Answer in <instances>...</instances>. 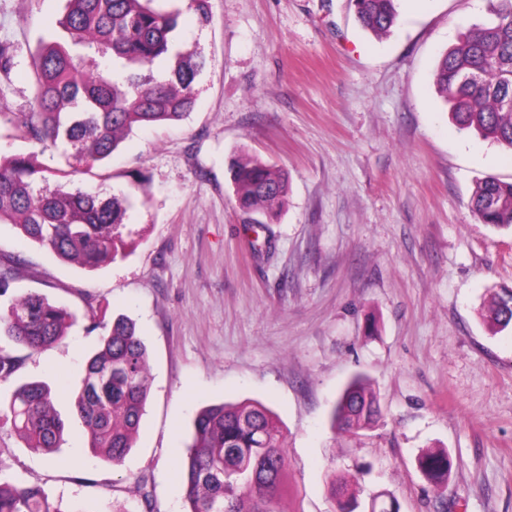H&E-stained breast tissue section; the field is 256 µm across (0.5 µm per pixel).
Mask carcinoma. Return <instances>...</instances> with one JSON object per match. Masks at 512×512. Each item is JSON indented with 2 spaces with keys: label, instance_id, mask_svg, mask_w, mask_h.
<instances>
[{
  "label": "carcinoma",
  "instance_id": "1",
  "mask_svg": "<svg viewBox=\"0 0 512 512\" xmlns=\"http://www.w3.org/2000/svg\"><path fill=\"white\" fill-rule=\"evenodd\" d=\"M364 28L378 37L391 33L396 0H351ZM211 22L209 0H65L55 30L40 37L31 53L29 111L4 112L0 122L13 137L41 152L73 150L71 174L97 176L133 129L186 118L196 103V78L206 60L177 42L182 15ZM490 19L474 25L439 60L437 92L462 129L512 150V0H489ZM12 45L0 42V79L15 66ZM237 208L248 224L272 219L288 193L287 176L259 158L231 168ZM129 206L124 193L70 190L52 182L31 153L0 155V224L63 262L97 269L125 250L122 229ZM483 224L512 225V182L484 179L473 197ZM17 266L0 265V297L12 291ZM488 311L500 327L512 324V290L493 295ZM76 317L39 293L10 300L0 312V335L37 355L58 344ZM18 369L16 357L0 349V379ZM150 394L148 352L136 322L114 320L87 360L75 399L77 416L94 457L114 468L134 447ZM0 413L10 416L27 447L53 455L65 422L50 387L31 380L16 386ZM378 397L362 376L336 400L333 427L370 428L380 417ZM285 435L273 412L260 402L217 403L193 421L180 473L188 512H279L288 492ZM448 455L429 451L418 467L440 489L448 477ZM0 512H67L40 486L2 477Z\"/></svg>",
  "mask_w": 512,
  "mask_h": 512
}]
</instances>
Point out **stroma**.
<instances>
[{
  "label": "stroma",
  "instance_id": "stroma-1",
  "mask_svg": "<svg viewBox=\"0 0 512 512\" xmlns=\"http://www.w3.org/2000/svg\"><path fill=\"white\" fill-rule=\"evenodd\" d=\"M210 25L180 39L207 66L183 121L134 129L102 177L72 187L131 193L129 248L96 270L60 261L0 224V263L22 258L17 289L76 313L40 354L0 383L42 380L65 422L53 457L0 419L5 475L93 512H184L178 475L196 413L258 400L287 434L281 512H338L329 480H358L362 505L399 512H512V325H492V294L512 289V227L472 209L487 176L512 181V153L458 129L436 92L441 56L488 0H398L390 36L357 22L349 0H209ZM62 0H0L14 47L0 100L25 111L30 53ZM288 175L277 220L248 224L231 161ZM147 180L136 184L137 174ZM131 317L149 351L150 396L123 465L90 456L74 410L95 322ZM365 377L383 415L333 428L334 404ZM446 450L434 490L418 468Z\"/></svg>",
  "mask_w": 512,
  "mask_h": 512
}]
</instances>
